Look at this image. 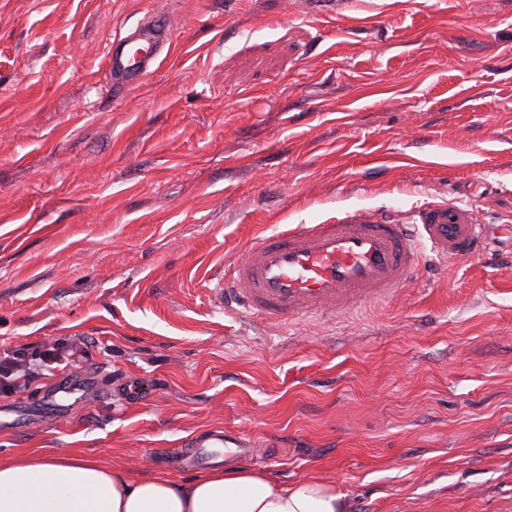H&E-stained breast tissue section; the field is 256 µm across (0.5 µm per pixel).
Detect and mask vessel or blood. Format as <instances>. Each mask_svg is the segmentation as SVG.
<instances>
[{
    "label": "vessel or blood",
    "mask_w": 512,
    "mask_h": 512,
    "mask_svg": "<svg viewBox=\"0 0 512 512\" xmlns=\"http://www.w3.org/2000/svg\"><path fill=\"white\" fill-rule=\"evenodd\" d=\"M170 42L168 26L154 20L114 40L106 55L113 87L141 85ZM488 245V231L470 206L431 202L406 221L346 210L329 223L299 224L255 241L243 260L225 270L220 291L253 317L348 316L362 306L395 299L420 270L424 252L445 263L482 256ZM97 382L91 372L65 374L45 400L0 404V430L69 415ZM257 446V440L241 433L219 430L163 458L178 468L187 461L205 466L224 452L246 454Z\"/></svg>",
    "instance_id": "obj_1"
}]
</instances>
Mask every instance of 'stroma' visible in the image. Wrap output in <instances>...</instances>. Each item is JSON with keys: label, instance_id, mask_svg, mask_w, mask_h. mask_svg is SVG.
Segmentation results:
<instances>
[{"label": "stroma", "instance_id": "obj_1", "mask_svg": "<svg viewBox=\"0 0 512 512\" xmlns=\"http://www.w3.org/2000/svg\"><path fill=\"white\" fill-rule=\"evenodd\" d=\"M152 13L171 44L114 93L107 45ZM442 201L512 225V0H0V356L81 343L16 401L104 369L0 457L152 475L228 429L280 446L237 465L324 473L350 512H512L511 242L333 320L214 290L256 237Z\"/></svg>", "mask_w": 512, "mask_h": 512}]
</instances>
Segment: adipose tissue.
Segmentation results:
<instances>
[{
	"instance_id": "ef3b65f1",
	"label": "adipose tissue",
	"mask_w": 512,
	"mask_h": 512,
	"mask_svg": "<svg viewBox=\"0 0 512 512\" xmlns=\"http://www.w3.org/2000/svg\"><path fill=\"white\" fill-rule=\"evenodd\" d=\"M0 512H346L333 480L283 484L264 471L216 469L176 482L141 476L72 449L28 448L0 459Z\"/></svg>"
}]
</instances>
